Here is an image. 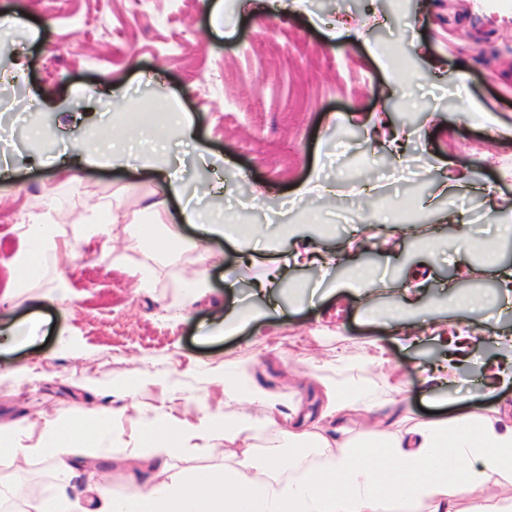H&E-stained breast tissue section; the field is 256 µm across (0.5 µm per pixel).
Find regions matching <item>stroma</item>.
<instances>
[{
    "label": "stroma",
    "instance_id": "stroma-1",
    "mask_svg": "<svg viewBox=\"0 0 512 512\" xmlns=\"http://www.w3.org/2000/svg\"><path fill=\"white\" fill-rule=\"evenodd\" d=\"M0 11L27 22L0 36L8 45L0 143L15 170L0 184V282L20 247L18 225L44 214L47 198H64L52 218L67 229L114 213L121 220L101 237L59 238L66 299L48 274L0 306V326L15 327L17 339L0 352V425L22 444H34L62 411L123 410L121 429L88 470L106 496L126 494L155 472L117 465L113 449L133 447L139 423L160 411L196 414L188 394L212 411H245L216 383L239 364L282 413L301 408L329 438L396 432L434 410L512 406V388L490 392L483 374L512 336V304L497 298V282L463 245L492 242V258L512 267V211L500 207L512 202V137L495 135L481 116L512 124V0H151L142 14L128 0H0ZM331 22L339 38L328 36ZM116 87L133 102L122 125L101 108ZM144 103L156 106V118L140 120ZM172 112L187 113L194 139L161 134ZM377 120L400 134L401 154L363 134ZM77 139L96 142L100 165L79 160ZM116 143L162 153L188 196L223 178V192L202 195L201 204L230 220L204 263L216 301L262 304L250 288L258 270L242 264L237 245L257 227L272 261L294 245L336 249L359 218L376 214L394 224L375 225L372 237L394 248L348 253L327 269H288L282 285L302 286V300L281 301L238 335H217L211 310L184 301L182 282L202 264L195 254L155 263L150 291L132 277L144 257L128 249L121 226L140 218L160 175L112 169ZM452 172L466 173L474 190L442 192ZM314 177L331 194L280 215ZM363 185L371 194H359ZM419 222L432 227L427 239L403 238L401 225ZM292 224L305 227L295 243ZM358 265L371 269L368 294L330 290ZM472 293L482 297L476 333L449 386L428 392L423 372L447 356L446 339L409 344L386 320L399 305L410 324L429 316L452 327L462 319L457 295ZM377 354L383 362L362 373L378 389L373 407L319 421L323 368ZM131 375L143 380L133 401L116 387ZM390 378L401 394L380 392ZM32 470L43 473L34 497L54 494L48 461L0 456L2 479Z\"/></svg>",
    "mask_w": 512,
    "mask_h": 512
}]
</instances>
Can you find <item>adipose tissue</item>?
<instances>
[{"instance_id": "obj_1", "label": "adipose tissue", "mask_w": 512, "mask_h": 512, "mask_svg": "<svg viewBox=\"0 0 512 512\" xmlns=\"http://www.w3.org/2000/svg\"><path fill=\"white\" fill-rule=\"evenodd\" d=\"M182 195L179 180L164 175L142 219L123 227L129 246L147 259L138 270L141 287L152 285L153 261L194 253L203 262L210 242L224 235V223L204 222L195 207L182 208L181 222L197 228L196 238H185L177 226L165 223L169 201ZM60 235L59 225L50 219L22 225V246L0 288V303L49 267L57 270L58 288H67V273L59 267ZM320 384L328 417H348L370 400L369 391L357 382L324 376ZM224 391L253 405V412L227 415L204 408L191 420L162 413L140 424L135 446L123 449L122 457L155 463L202 445L230 450L239 458L236 466L171 473L119 498L97 497L94 512H412L424 502L432 504V512H455L459 496L470 498L469 512H512V499L492 505L486 497L492 485L512 475V418L491 421L466 413L421 420L397 434L331 442L318 428L284 423L275 397L249 380L246 366L225 372ZM122 418L107 409L78 417L62 413L47 421L32 446L0 428V455L46 459L63 482L98 456L100 440L118 431ZM260 433L316 449L320 458L287 463L274 451L267 460L254 461L251 441ZM284 469L289 472L285 478L280 475Z\"/></svg>"}]
</instances>
